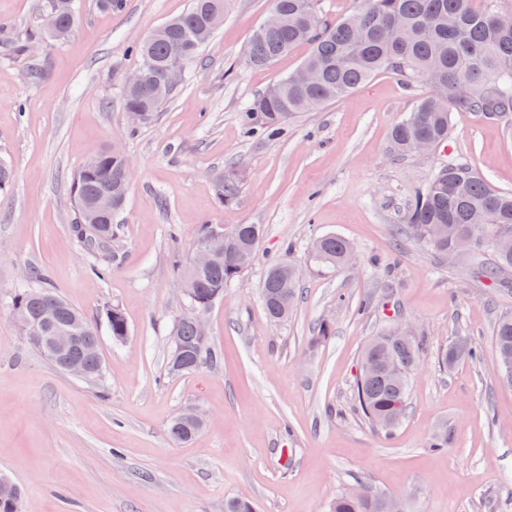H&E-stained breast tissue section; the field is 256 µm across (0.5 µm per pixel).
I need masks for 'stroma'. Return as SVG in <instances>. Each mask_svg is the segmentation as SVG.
<instances>
[{
	"instance_id": "stroma-1",
	"label": "stroma",
	"mask_w": 512,
	"mask_h": 512,
	"mask_svg": "<svg viewBox=\"0 0 512 512\" xmlns=\"http://www.w3.org/2000/svg\"><path fill=\"white\" fill-rule=\"evenodd\" d=\"M188 5L125 0L111 13L76 0L73 33L33 62L14 46L35 30L39 0H0V158L14 169L0 193V475L23 488L20 512H224L234 498L255 512H328L359 479L405 512H512V384L498 379L492 348L512 288L476 277L468 259L448 263L397 237L407 206L449 160L467 159L494 189L512 191V130L456 112L428 159L394 158L391 129L429 88L409 91L381 72L284 137L247 136V105L310 51L304 43L269 67L247 65L273 0H233L158 119L131 127L122 103L138 66L130 47ZM114 145L133 177L100 279L71 230V182ZM230 166L241 184L226 205L214 182ZM205 224L260 225L262 248L204 315L220 363L172 375L171 329L191 313L179 267ZM325 234L353 245L354 265L314 261L309 244ZM283 257L299 269L301 298L276 324L259 289ZM34 267L97 325L109 306L124 313L125 341L101 337L104 386L56 369L16 325L11 300ZM397 318L426 342L406 415L387 434L356 411L353 385L362 347ZM324 321L332 334L314 343ZM457 336L483 351L480 362L442 365ZM189 407L205 425L175 443L168 425ZM443 427L448 446L433 450Z\"/></svg>"
}]
</instances>
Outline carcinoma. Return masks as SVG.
Masks as SVG:
<instances>
[{"label": "carcinoma", "mask_w": 512, "mask_h": 512, "mask_svg": "<svg viewBox=\"0 0 512 512\" xmlns=\"http://www.w3.org/2000/svg\"><path fill=\"white\" fill-rule=\"evenodd\" d=\"M231 0H191L185 13L155 29L133 47L139 66L148 65L152 77L141 88H124L123 105L127 112H142L153 121L175 90L165 82L164 71L173 62L189 67L200 49L214 36L207 26L212 9L228 10ZM273 11L281 16L275 29L257 28L249 41L246 57L250 66L264 68L294 47L308 43L311 52L300 69L306 72L299 82L285 76L259 93L244 112L247 132L261 129L269 136L288 131V124L305 112H316L358 88L373 75L387 71L401 77L406 88L423 82L430 92L390 134L392 151L397 156L415 152L416 144L427 141L435 146L448 139L453 112H476L487 119L512 126V27L503 28L494 15L501 13L497 0H356L354 10L345 16L331 17L320 0H274ZM77 13L63 15L52 38L68 37L76 24ZM127 156L118 147L90 157L76 172L71 192L78 211L72 232L83 246L98 255L112 254L114 222L125 199L115 202L112 212L99 207L107 187L122 181ZM240 179L233 171L220 175L216 193L220 202L231 204L239 194ZM503 232L512 237V193L490 186L466 161L457 160L440 167L417 193L402 214L399 233L429 249L440 259L457 250L462 237L472 235L466 256L477 274L493 285L512 279V252L496 254L486 242ZM231 234L235 243L256 251L262 231L257 224H240ZM323 251L317 260L342 266L354 255L344 238L322 237ZM246 268L229 254L215 259L207 268L193 272L184 268L185 298L195 311H205L214 293L239 279ZM298 269L290 261L271 263L260 286V302L268 319L281 323L288 319L298 295ZM45 279L40 270L31 271L29 281L17 288L12 306H20L28 318L42 321L47 335L63 332L73 336H97L98 326L67 302L35 287ZM109 335L116 342L128 335V324L116 306L106 309ZM171 335L182 341L186 365L175 368V349L169 350L167 366L172 374H184L214 366L218 355L208 339L200 340L190 317L179 319ZM424 337L408 341L381 330L362 350L360 365L378 359L382 367L360 373L354 383L355 400L365 421L390 431L407 408L413 374L423 355ZM492 344L500 378L512 384V314L499 317ZM481 351L467 336H458L442 353V362L453 367L461 362H476ZM181 415L171 420L168 433L178 443H188L197 434H179ZM386 496L360 487V496L343 492L330 504L329 512H386Z\"/></svg>", "instance_id": "cac0c4a2"}]
</instances>
